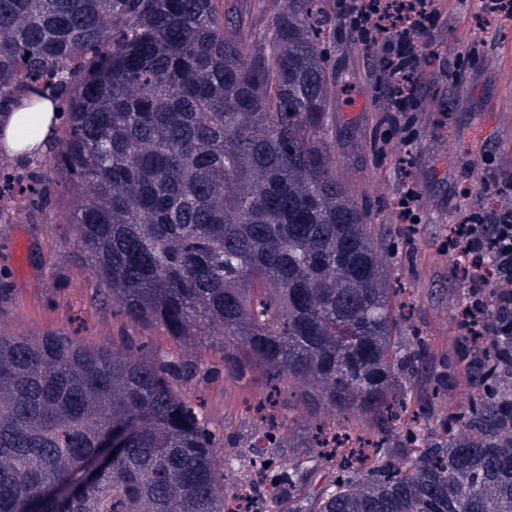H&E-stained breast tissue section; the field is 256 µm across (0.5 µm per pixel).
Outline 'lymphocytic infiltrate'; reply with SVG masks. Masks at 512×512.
<instances>
[{
	"instance_id": "lymphocytic-infiltrate-1",
	"label": "lymphocytic infiltrate",
	"mask_w": 512,
	"mask_h": 512,
	"mask_svg": "<svg viewBox=\"0 0 512 512\" xmlns=\"http://www.w3.org/2000/svg\"><path fill=\"white\" fill-rule=\"evenodd\" d=\"M336 17L356 32L381 84L403 90L390 109L405 119L396 133L414 143L421 132L407 114L415 109L414 92L434 79L421 66V52L439 20L435 0H337ZM448 246L463 254V282L475 298L462 310L460 335L512 336V205L464 213L448 228ZM489 294L500 305L491 321L480 308Z\"/></svg>"
}]
</instances>
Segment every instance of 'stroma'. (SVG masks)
Instances as JSON below:
<instances>
[{
  "mask_svg": "<svg viewBox=\"0 0 512 512\" xmlns=\"http://www.w3.org/2000/svg\"><path fill=\"white\" fill-rule=\"evenodd\" d=\"M246 43L272 25L280 0H231ZM441 15L425 54L433 64L451 59L453 77H437L417 142L402 151L375 152L390 126L377 107L375 78L362 48L337 27L332 64L344 92L329 114V140L339 174L377 209L374 233L383 236L390 207L406 185L420 193L421 237L396 241L393 275L407 288L410 327L427 343L423 369L413 381L412 401L430 394L429 372L457 363L459 340L452 299L459 291L450 276L448 225L477 203L483 180L495 169L512 168V25L479 28L476 0H436ZM20 173L35 174L51 189L47 202L23 197L0 210V335L69 336L87 346L130 354L131 343L154 354L172 353L202 362V371L183 388L203 402L212 427L223 432L225 447H245L248 409L266 401L270 388L262 370L245 378L224 372L221 340L189 336L175 340L163 329L129 325L104 298L90 262L76 244V199L61 187L62 177L48 162L24 163L0 157V187ZM28 244L20 265L9 262L17 240Z\"/></svg>",
  "mask_w": 512,
  "mask_h": 512,
  "instance_id": "stroma-1",
  "label": "stroma"
}]
</instances>
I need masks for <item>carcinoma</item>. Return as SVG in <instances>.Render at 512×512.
<instances>
[{
  "mask_svg": "<svg viewBox=\"0 0 512 512\" xmlns=\"http://www.w3.org/2000/svg\"><path fill=\"white\" fill-rule=\"evenodd\" d=\"M118 15L113 28L106 19ZM327 0H288L252 51L217 0H0V97L67 94L51 162L81 193L77 245L127 322L174 338H223L224 373L267 371L249 454L224 447L181 386L192 360L117 356L66 336H0V512H225L224 467L273 462L284 402L303 405L309 447L337 448L334 409L376 422L339 475L277 512H512V353L465 336L466 411L407 414L422 363L390 287L396 233L336 173ZM109 462L71 494L101 454Z\"/></svg>",
  "mask_w": 512,
  "mask_h": 512,
  "instance_id": "cac0c4a2",
  "label": "carcinoma"
}]
</instances>
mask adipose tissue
<instances>
[{"label": "adipose tissue", "mask_w": 512, "mask_h": 512, "mask_svg": "<svg viewBox=\"0 0 512 512\" xmlns=\"http://www.w3.org/2000/svg\"><path fill=\"white\" fill-rule=\"evenodd\" d=\"M61 113L24 112L9 106L0 110V151L9 156L42 152L55 135Z\"/></svg>", "instance_id": "adipose-tissue-1"}]
</instances>
